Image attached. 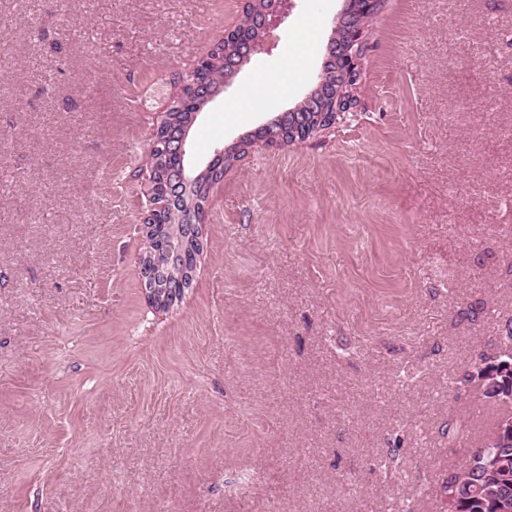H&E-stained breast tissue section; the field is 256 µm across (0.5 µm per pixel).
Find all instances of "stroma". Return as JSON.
I'll return each instance as SVG.
<instances>
[{"label": "stroma", "instance_id": "35a3bbf8", "mask_svg": "<svg viewBox=\"0 0 512 512\" xmlns=\"http://www.w3.org/2000/svg\"><path fill=\"white\" fill-rule=\"evenodd\" d=\"M243 3L0 0V512H440L494 422L455 381L512 320V0H382L355 117L250 147L149 302L137 171ZM343 7L288 0L193 167L309 92ZM145 258L146 259L150 258L151 262H149V261L144 262L143 259H145ZM139 265H140V273L142 276L143 286L145 288V291H146L149 301L152 302V299L155 298L158 295V293L163 291V289H164V288H161L158 286L157 274L160 271L159 270L156 271V269L154 268L156 266V262L152 255H148L146 257L142 256L141 260H139ZM195 269H196V267H194L193 271H188L186 268H184L182 270V272L179 274V282L180 283L182 281L181 277H183V279H184V275H187L185 277V280L187 281V285H184V287H183L184 290H185V288L191 287L192 282H193V277L195 274ZM164 274H166V272L164 270H162V272H160L158 274L160 281H162L161 283H166V288L169 289V292L180 298L182 294H181V289H180L178 280L174 277H169L167 275L165 276Z\"/></svg>", "mask_w": 512, "mask_h": 512}]
</instances>
